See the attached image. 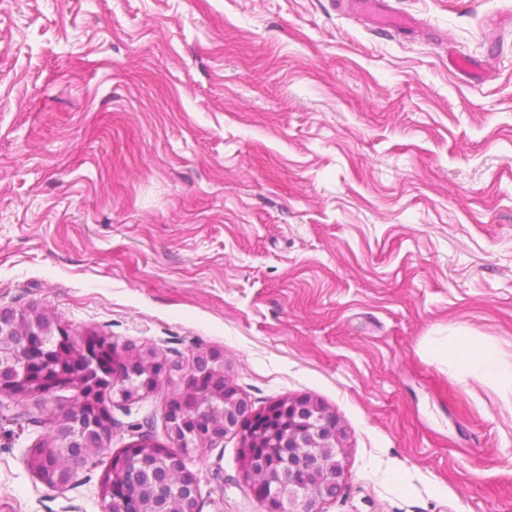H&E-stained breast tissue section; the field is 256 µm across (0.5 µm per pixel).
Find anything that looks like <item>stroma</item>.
Segmentation results:
<instances>
[{
  "instance_id": "stroma-1",
  "label": "stroma",
  "mask_w": 512,
  "mask_h": 512,
  "mask_svg": "<svg viewBox=\"0 0 512 512\" xmlns=\"http://www.w3.org/2000/svg\"><path fill=\"white\" fill-rule=\"evenodd\" d=\"M0 0V307L174 366L224 356L254 410L312 396L346 431L321 512H512V401L427 340L512 364V0ZM468 56L461 76L450 54ZM170 389L110 404L62 490L0 415V512H102ZM226 435L198 512H265ZM427 347L448 367L449 378L475 379L493 385L506 396L512 395V365L502 362L494 347L480 344L471 336L431 339Z\"/></svg>"
}]
</instances>
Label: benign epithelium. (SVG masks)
Instances as JSON below:
<instances>
[{"label":"benign epithelium","instance_id":"obj_1","mask_svg":"<svg viewBox=\"0 0 512 512\" xmlns=\"http://www.w3.org/2000/svg\"><path fill=\"white\" fill-rule=\"evenodd\" d=\"M68 330L41 308L29 306L19 310L0 309V395L10 402L0 403V412L15 411L34 398L57 388H71L87 384L97 389V382L107 380L113 388L117 402L128 403L142 400L153 393L151 379L155 378L159 364L152 361L144 366L142 358L150 355L144 348L140 354L129 356L111 352L115 368L127 365L138 378V386L127 395L120 381L102 371L98 359L88 349L78 355L70 347ZM210 363L208 372L187 373L173 369L172 393L176 415L166 416L169 437L174 446L182 443V437H195L209 447L224 439L230 432L243 431L237 414L241 397L232 388L224 387V377L219 375L224 368V357L217 353L203 354ZM210 385L225 402L224 417L215 420L209 406L202 400L186 395L196 387ZM313 402L309 398H294L284 407H268L270 415L282 414L288 422L283 437L258 447H268L269 456L262 472L245 478L251 483L256 498L264 501L267 512H315L320 500L318 481L326 476L341 480L343 476L344 448L342 429L330 433L323 427V417L309 416ZM57 445L43 447L35 444L27 461H37L34 471L40 480L52 488H64L71 482L73 472L85 465L90 451L102 446L107 421H95L85 405L71 406L53 419ZM182 454L170 452L167 461L179 475L178 489L191 500H197V483L193 472L182 468Z\"/></svg>","mask_w":512,"mask_h":512}]
</instances>
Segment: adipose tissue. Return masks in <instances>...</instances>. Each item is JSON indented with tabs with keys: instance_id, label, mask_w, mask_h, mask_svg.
I'll return each instance as SVG.
<instances>
[{
	"instance_id": "obj_1",
	"label": "adipose tissue",
	"mask_w": 512,
	"mask_h": 512,
	"mask_svg": "<svg viewBox=\"0 0 512 512\" xmlns=\"http://www.w3.org/2000/svg\"><path fill=\"white\" fill-rule=\"evenodd\" d=\"M427 347L447 367L449 378L475 379L512 395V365L502 362L494 347L471 336L432 339Z\"/></svg>"
}]
</instances>
